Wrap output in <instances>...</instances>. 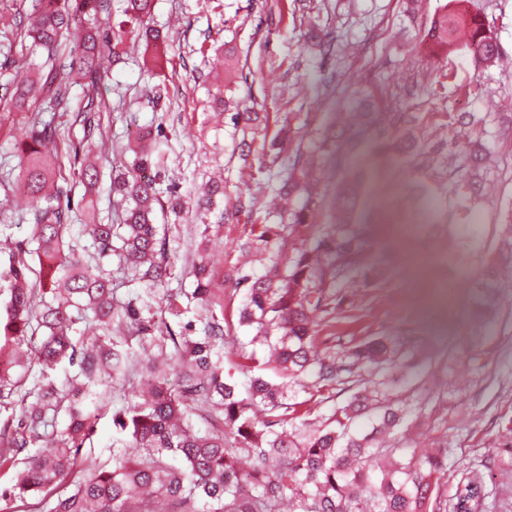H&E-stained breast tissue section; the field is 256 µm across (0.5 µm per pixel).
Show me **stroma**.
<instances>
[{"mask_svg": "<svg viewBox=\"0 0 512 512\" xmlns=\"http://www.w3.org/2000/svg\"><path fill=\"white\" fill-rule=\"evenodd\" d=\"M111 0L101 22L123 29L120 58L99 72L92 143L101 177L93 192L77 183L69 156L60 174L71 198V239L90 245L87 210L98 223L120 224L125 203L110 189L112 167L131 164L136 152L161 144L163 166L141 174L156 179L154 222L165 241L171 274L159 285L139 280L119 257L104 258L119 301L141 299L142 315L155 322L157 343L185 324L202 329L207 312L224 315V369L240 392L239 343L253 331L239 323L243 277L287 271V257L312 248L318 228L336 220V116L352 112H406L417 134L438 143L481 138L492 158L483 189L455 190L448 181V155L426 164L393 166L375 145L364 149L361 196L355 218L371 225L369 260L386 259L380 283L360 289L352 303L321 316L315 328L321 349H343L376 336L423 334L435 321L445 344L427 347L409 383L394 391L407 419L388 443L426 457L449 449L448 474H482L483 512H512V448L499 446L512 431V282L501 286L494 330L468 329L457 337L452 316L465 312L469 285L496 257L500 227L512 221V0H153L150 25L167 33L164 68L145 72V45L137 25ZM479 15L489 24L498 56L488 61L460 46L437 52L425 35L447 10ZM333 37V49L310 33ZM86 100L81 86L70 92L71 110L41 98L26 112L0 114V237L31 234L30 199L18 176L12 128L40 117L81 141L71 111ZM259 112L257 123L232 124L222 111ZM474 116V125L457 123ZM301 149L300 166L319 175L313 223L283 231L289 215L274 208L287 158ZM221 178L218 193L199 190ZM268 228L266 240L256 233ZM206 263L214 305L188 300L195 265ZM185 293L180 315L169 314L167 297ZM141 364L115 378L104 397L108 409L92 441L79 452L83 469L112 462V409L139 402Z\"/></svg>", "mask_w": 512, "mask_h": 512, "instance_id": "1", "label": "stroma"}]
</instances>
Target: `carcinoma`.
I'll return each mask as SVG.
<instances>
[{
    "instance_id": "carcinoma-1",
    "label": "carcinoma",
    "mask_w": 512,
    "mask_h": 512,
    "mask_svg": "<svg viewBox=\"0 0 512 512\" xmlns=\"http://www.w3.org/2000/svg\"><path fill=\"white\" fill-rule=\"evenodd\" d=\"M124 2L125 13L136 21L151 13L152 0ZM109 8L106 0H35L30 18L15 21V32L21 42H30L31 52H47L48 70L16 84L0 112H20L43 91L57 107L67 108L76 84L74 73L83 86L97 89L98 61L112 39L100 28L98 15ZM427 37L441 50L462 41L486 60L498 51L479 15L445 11L434 18ZM93 104L94 97L87 96L84 110L74 117L87 139L94 129ZM361 116L355 127L371 132L391 154L426 158L439 150V145L417 136L408 114ZM12 136L20 148L22 181L31 198V241L51 261L52 275L50 287L32 285L29 251L25 244H15L10 298L0 316V401L18 394L24 407L17 424L7 421L0 426V468L15 469L11 485L0 491L1 500L31 498L34 503L27 512H157L158 497L168 501L165 512H282L285 500L289 512H478L485 483L476 472L460 473L451 498L432 495L434 486L448 482L447 450L416 459L403 448L383 446L377 438L381 430L399 426L406 417L400 406H373L375 388L367 378L376 369L397 364L400 353L395 344L374 338L340 356L318 348L317 318L349 302L348 286L358 282L365 287L387 273L384 265L367 260L373 240L368 225L353 220L360 194L353 177L336 186L340 219L326 225L315 246L289 257L284 277L255 278L247 287L240 323L255 327L257 334L239 344V356L256 365L257 347H267V362L275 364L280 381L255 377L243 397L236 384L224 379V326L210 310L202 335L169 334L174 347L169 359L180 377L178 386H169L164 369L149 360L143 365L145 401L112 411V426L120 434L115 442L139 449L138 454L116 459L110 470L81 469L78 454L97 431L103 393L133 362L127 350L112 342L113 318H126L140 333L151 331L136 304L117 300L100 261L115 252L142 279L157 283L168 276L153 219L159 189L156 180L136 174L151 158L143 152L132 168L112 177V191L129 203L125 223L85 225L94 252L81 254L67 242L69 208L61 205L63 189L54 162L64 149L78 164L80 147L68 143L53 123L38 118L15 128ZM357 156L356 139L336 143V167L349 165ZM448 158L449 171L458 172L455 188L472 186L484 159L479 143L451 146ZM77 176L85 187H93L100 170L86 161ZM116 240L120 245H114ZM497 281L495 265L475 280L477 311L492 310ZM212 297L199 268L191 299L208 306ZM90 319L103 338L88 346L74 337L73 329ZM21 343L30 346L41 366L39 378L25 391L10 374L18 361L15 346ZM65 362L77 366L78 372L69 387L62 388L48 371ZM308 372L314 373L313 387L319 394L327 388L353 389L324 428L309 430L307 424H297L301 403L290 391ZM192 404L222 420L223 430L202 434L194 429ZM373 408L378 425L367 434H354L352 422ZM62 412L68 424L59 430ZM226 431L233 441L224 437ZM41 442L45 446L15 468L18 454ZM243 454L251 461L245 483L237 478Z\"/></svg>"
}]
</instances>
